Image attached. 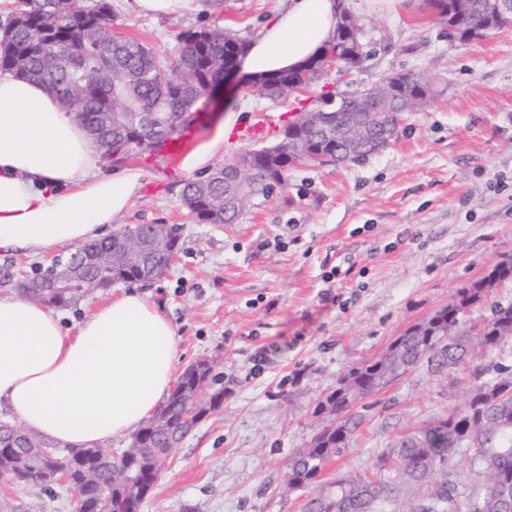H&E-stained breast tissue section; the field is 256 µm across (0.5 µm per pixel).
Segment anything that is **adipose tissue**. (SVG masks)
Listing matches in <instances>:
<instances>
[{"mask_svg":"<svg viewBox=\"0 0 512 512\" xmlns=\"http://www.w3.org/2000/svg\"><path fill=\"white\" fill-rule=\"evenodd\" d=\"M406 0H289L245 47L256 80L298 69L334 37L343 9L390 14ZM98 143L41 84L0 71V250L47 255L103 235L141 187L105 172ZM179 360L171 321L148 295L121 294L64 330L43 304L0 298V407L71 448L136 430L169 395Z\"/></svg>","mask_w":512,"mask_h":512,"instance_id":"adipose-tissue-1","label":"adipose tissue"}]
</instances>
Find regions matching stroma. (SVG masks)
I'll list each match as a JSON object with an SVG mask.
<instances>
[{"label":"stroma","instance_id":"1","mask_svg":"<svg viewBox=\"0 0 512 512\" xmlns=\"http://www.w3.org/2000/svg\"><path fill=\"white\" fill-rule=\"evenodd\" d=\"M112 4L116 27L164 57L183 31L218 27L254 39L288 0H219L157 18ZM432 16L428 0L360 13L369 57L350 75L332 70L322 80L352 91L392 72L433 79L434 99L383 151L295 167L232 224L195 221L180 197L188 173L143 167L119 223L176 225L177 258L161 279L91 292L60 310V321L72 330L112 297L150 295L179 338L178 370L212 360L224 404L171 449L140 512H300L306 493L288 489L285 473L319 430L316 405L353 365L512 258V27L463 44ZM197 108L202 141L223 118L240 125L296 104L230 84ZM335 266L340 277L325 283ZM498 363L512 366V338L448 374L420 368L384 389L322 482L371 471L390 440L461 407L476 370ZM1 499L19 512H75V492L62 485L42 492L0 477Z\"/></svg>","mask_w":512,"mask_h":512}]
</instances>
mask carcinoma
<instances>
[{"label": "carcinoma", "mask_w": 512, "mask_h": 512, "mask_svg": "<svg viewBox=\"0 0 512 512\" xmlns=\"http://www.w3.org/2000/svg\"><path fill=\"white\" fill-rule=\"evenodd\" d=\"M107 0H96L78 9L74 0H18L0 30L7 33L0 53V68L45 84L64 109L85 128H97L95 137L103 148V159L117 166L138 161L143 154L132 146L138 112H153L168 129L167 137L150 153L153 164L166 162L163 149L179 129L193 121L197 103L208 96L224 77V70L237 65L242 40L222 29H203L177 35V54L160 58L152 48L134 39L112 43L108 27L113 25ZM436 10L434 22L461 41H472L502 27L496 17L498 0H430ZM343 15L336 26L335 41L352 43V22ZM335 63L319 56L304 66L309 81L297 80L298 72H285L262 80L260 90L269 96L313 88ZM335 65L341 67L344 61ZM399 88L394 107L403 104L402 94L432 91L402 82L399 74L383 76L375 85ZM74 89L63 96L64 87ZM110 112L128 116L122 128L107 122ZM298 145L290 153L256 149V172L236 189L239 209L250 207L258 195L269 194L284 184L288 167L337 161L344 153L336 131L322 133L306 129L295 134ZM224 165L184 183L181 196L191 204L201 224H231L235 215L224 212ZM166 224H143L137 233L153 234L151 252L134 263L96 266L84 262V253L112 255V240L106 237L87 249L79 247L57 265L35 269L27 280L14 276L12 263L0 265V283H7L32 301L60 308L75 307L100 283L142 282L147 270H164L179 237ZM512 280V259L496 263L489 273L458 289L448 305L409 327L380 355L363 360L344 373L313 415L320 430L310 444L297 451L287 473L291 490L318 482L326 465L343 456L357 427L353 409L366 406L389 385L420 367L435 375L445 374L480 353L490 352L512 336V303L498 304L475 335L460 329L464 313L486 297L498 283ZM208 360L190 364L182 373L166 403L129 442L112 457L100 448L73 450L60 458L77 493L78 512H139L151 492L171 448L192 432L207 413L224 404V389L216 388L209 400H201L203 387L215 382ZM48 441L24 429L14 431L0 422V448L11 449L0 457V474L33 485L42 491L53 487L43 460L42 446ZM461 455L479 480L464 484L448 471V463ZM512 501V369L498 365L494 376L468 387L464 407L431 424L405 433L388 443L370 473L337 478L320 491L306 496L301 512H503Z\"/></svg>", "instance_id": "carcinoma-1"}]
</instances>
